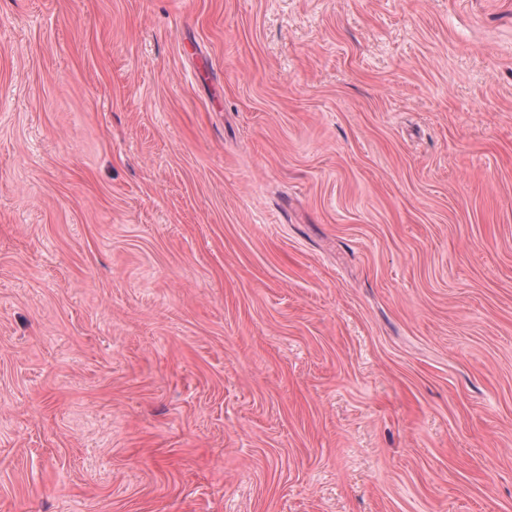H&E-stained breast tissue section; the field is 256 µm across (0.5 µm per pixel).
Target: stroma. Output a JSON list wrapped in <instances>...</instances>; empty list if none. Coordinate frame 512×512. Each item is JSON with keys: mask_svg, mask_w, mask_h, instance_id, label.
Instances as JSON below:
<instances>
[{"mask_svg": "<svg viewBox=\"0 0 512 512\" xmlns=\"http://www.w3.org/2000/svg\"><path fill=\"white\" fill-rule=\"evenodd\" d=\"M0 512H512V0H0Z\"/></svg>", "mask_w": 512, "mask_h": 512, "instance_id": "obj_1", "label": "stroma"}]
</instances>
